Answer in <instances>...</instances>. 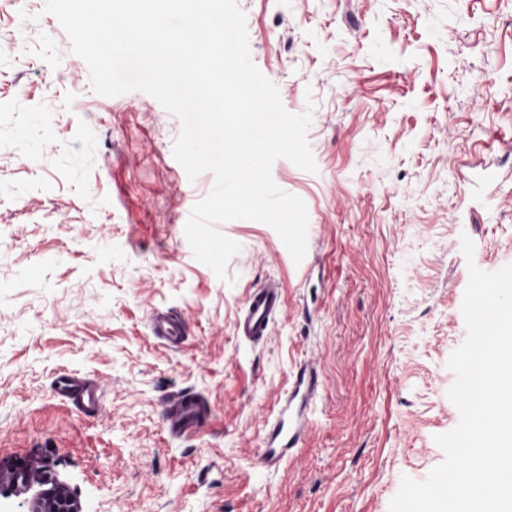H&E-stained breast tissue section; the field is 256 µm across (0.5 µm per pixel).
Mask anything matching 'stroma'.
<instances>
[{
    "mask_svg": "<svg viewBox=\"0 0 512 512\" xmlns=\"http://www.w3.org/2000/svg\"><path fill=\"white\" fill-rule=\"evenodd\" d=\"M284 108L311 111L316 172L275 184L308 212L307 255L249 220L227 284L183 213L214 176L175 159L154 97L91 89L45 0H0V465L49 471L82 512H389L444 459L459 412L468 269L512 264V0H238ZM277 279L271 333L237 336L248 288ZM163 310L186 327L152 336ZM317 375L298 450L260 458L293 373ZM97 381L98 411L54 391ZM211 413L170 434L180 396ZM149 325L151 334L155 338L171 346L182 343L185 333L181 318L167 311L157 310L152 313Z\"/></svg>",
    "mask_w": 512,
    "mask_h": 512,
    "instance_id": "obj_1",
    "label": "stroma"
}]
</instances>
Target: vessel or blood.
I'll use <instances>...</instances> for the list:
<instances>
[{"mask_svg":"<svg viewBox=\"0 0 512 512\" xmlns=\"http://www.w3.org/2000/svg\"><path fill=\"white\" fill-rule=\"evenodd\" d=\"M283 304V287L278 281L270 280L250 289L236 320L237 335L252 343L264 339ZM149 325L155 338L171 346L182 343L184 323L181 318L157 310L152 313ZM55 389L58 394L75 402L81 410L92 411L99 405L98 387L89 379L63 374L58 376ZM315 390V372L300 368L293 378L288 397L277 413L262 451V463L267 469H277L282 460L298 447ZM205 420L202 403L192 396L177 399L167 414L168 428L176 436L194 433Z\"/></svg>","mask_w":512,"mask_h":512,"instance_id":"b4317fda","label":"vessel or blood"}]
</instances>
